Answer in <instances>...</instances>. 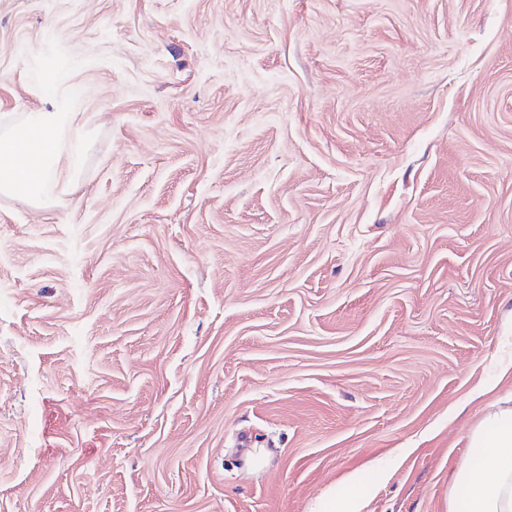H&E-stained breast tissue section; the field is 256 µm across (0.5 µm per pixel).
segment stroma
<instances>
[{
    "instance_id": "stroma-1",
    "label": "stroma",
    "mask_w": 512,
    "mask_h": 512,
    "mask_svg": "<svg viewBox=\"0 0 512 512\" xmlns=\"http://www.w3.org/2000/svg\"><path fill=\"white\" fill-rule=\"evenodd\" d=\"M62 79L0 512H450L512 394V0H0V132Z\"/></svg>"
}]
</instances>
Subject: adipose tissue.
I'll return each mask as SVG.
<instances>
[{
    "label": "adipose tissue",
    "instance_id": "adipose-tissue-1",
    "mask_svg": "<svg viewBox=\"0 0 512 512\" xmlns=\"http://www.w3.org/2000/svg\"><path fill=\"white\" fill-rule=\"evenodd\" d=\"M70 112H32L0 133V195L40 201L59 194L77 163L66 136ZM451 481L453 512H512V398L489 411L469 435Z\"/></svg>",
    "mask_w": 512,
    "mask_h": 512
}]
</instances>
